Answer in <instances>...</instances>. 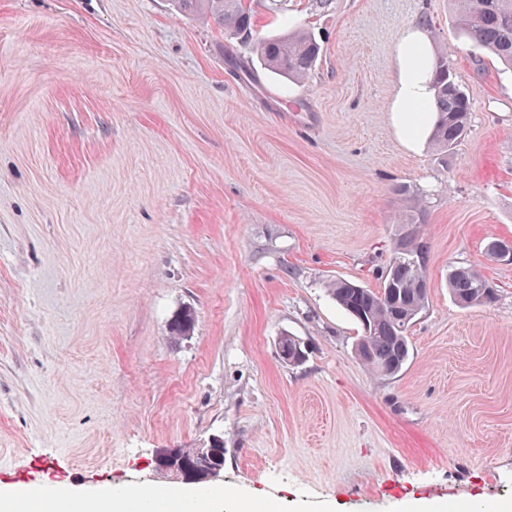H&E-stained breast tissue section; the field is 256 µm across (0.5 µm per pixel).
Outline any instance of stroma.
I'll list each match as a JSON object with an SVG mask.
<instances>
[{
	"label": "stroma",
	"mask_w": 512,
	"mask_h": 512,
	"mask_svg": "<svg viewBox=\"0 0 512 512\" xmlns=\"http://www.w3.org/2000/svg\"><path fill=\"white\" fill-rule=\"evenodd\" d=\"M248 4L249 40L172 0H0V488L161 485L198 512L206 489L281 512L512 502V264L486 252L512 241V71L451 0ZM413 24L471 94L444 163L391 121ZM296 29L322 48L300 82L257 52ZM414 197L428 305L386 377L326 285L378 290ZM452 265L495 301L458 305ZM216 436L214 480L162 467Z\"/></svg>",
	"instance_id": "obj_1"
}]
</instances>
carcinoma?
Returning a JSON list of instances; mask_svg holds the SVG:
<instances>
[{
  "label": "carcinoma",
  "instance_id": "cac0c4a2",
  "mask_svg": "<svg viewBox=\"0 0 512 512\" xmlns=\"http://www.w3.org/2000/svg\"><path fill=\"white\" fill-rule=\"evenodd\" d=\"M187 14L212 19L231 35H249L252 15L246 0H177ZM455 25L474 49L493 55L512 69V0H454ZM264 66L286 79H298L312 70L320 54V45L307 31L281 37H267L258 43ZM435 88L434 119L430 139L442 159L466 134L471 112V96L453 77L447 57L439 55L427 61ZM426 251L422 238L412 230L401 236L385 270L382 286L374 292L349 280H337L328 292L336 303L361 326L363 334L356 345L358 358L383 376L396 375L409 358L407 328L425 308ZM487 280L471 267L448 269V288L463 307L492 302L494 293L483 287ZM192 313L184 311L171 323V335H188ZM167 463L197 480L203 470L224 464V439L200 451L182 449L167 458Z\"/></svg>",
  "mask_w": 512,
  "mask_h": 512
}]
</instances>
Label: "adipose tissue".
<instances>
[{
	"label": "adipose tissue",
	"mask_w": 512,
	"mask_h": 512,
	"mask_svg": "<svg viewBox=\"0 0 512 512\" xmlns=\"http://www.w3.org/2000/svg\"><path fill=\"white\" fill-rule=\"evenodd\" d=\"M430 53V39L423 27H407L400 35L395 51L397 85L391 105L392 123L404 144L418 148L425 140L430 118L434 89L430 72L423 65V57ZM54 499L56 512H136L143 501L153 500L152 491L132 494L129 498L111 497L100 491L82 504H75L67 489L56 486H34L24 497L12 492L0 494V512H27L37 500Z\"/></svg>",
	"instance_id": "obj_1"
}]
</instances>
